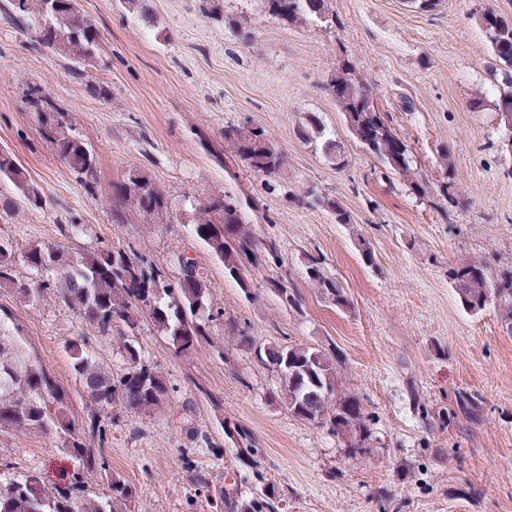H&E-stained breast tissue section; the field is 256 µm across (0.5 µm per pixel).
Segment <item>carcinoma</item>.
Segmentation results:
<instances>
[{
	"label": "carcinoma",
	"instance_id": "obj_1",
	"mask_svg": "<svg viewBox=\"0 0 512 512\" xmlns=\"http://www.w3.org/2000/svg\"><path fill=\"white\" fill-rule=\"evenodd\" d=\"M262 4L265 13L287 25L328 21L326 0H262ZM41 13L44 46L69 60L72 75L84 77L98 49L95 26L81 16L77 0H49ZM477 21L492 57L512 68V17L487 9L477 13ZM329 89L351 134L363 148L415 193L426 195L428 185L412 168L403 140L375 107L366 79L345 63L332 75ZM496 110L502 136L512 134V91L500 95ZM46 119L52 126L43 139L80 182L94 185L96 157L76 134L68 114L58 109ZM298 133L305 143L342 163L341 144L317 115L308 114ZM224 144L241 164L260 176L272 177L284 168V153L261 127L227 126ZM442 163L447 176L436 192L451 205L456 200L453 162L445 153ZM5 182L25 202L38 205L43 201L41 190L31 182L26 169L10 151L1 148L0 183ZM112 195L119 203L113 210L117 224L124 222L128 210L145 224H157L162 215L173 210L164 190L140 168L126 170L113 185ZM303 203L327 207L338 223H350L349 214L334 199L311 193ZM182 207L191 213L193 235L212 258L224 264L229 277L235 278L241 270L250 275L248 264L256 257L258 243L239 200L226 193L187 199ZM19 262L34 279L18 276ZM306 276L311 287L336 308L349 307L342 284L328 275L321 259H308ZM448 277L464 308L477 313L494 307L501 326L512 335V265L493 273L486 262L463 258L448 270ZM46 290L53 291L103 336L110 335L118 323L132 328L147 316L180 355L198 352L213 320L202 272L194 262L180 263V277L172 281L149 256L121 247L89 250L73 258L58 245L36 243L18 258L15 246L0 239V291L35 301ZM125 349L134 365L116 379L80 341L69 344L76 383L89 402L87 417L78 425L67 392L38 361L24 324L12 309L0 306V432L40 433L51 438L61 452L85 457L82 472L64 487L48 483L36 470L16 478H0V512H128L133 490L123 480L111 478L106 493L85 488L92 476L106 469L103 451L91 452V442L105 445L109 411L116 408L151 414L166 405L170 392L160 371L137 363L134 346L127 344ZM257 355L278 375L282 403L289 414L313 425L329 426L353 452L362 448L369 437V415L361 397L344 389L329 352L309 346H272L258 349ZM224 424L233 428L225 436L234 443L238 460L248 464L255 452L251 434L238 422L226 420ZM219 500L225 512H279L280 498L272 485L245 498L239 485L233 484L220 491Z\"/></svg>",
	"mask_w": 512,
	"mask_h": 512
}]
</instances>
